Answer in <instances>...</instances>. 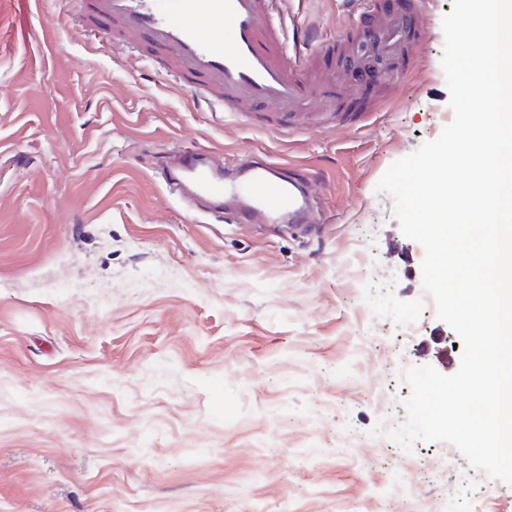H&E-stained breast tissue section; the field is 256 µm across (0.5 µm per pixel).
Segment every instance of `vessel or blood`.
<instances>
[{"label": "vessel or blood", "instance_id": "obj_1", "mask_svg": "<svg viewBox=\"0 0 512 512\" xmlns=\"http://www.w3.org/2000/svg\"><path fill=\"white\" fill-rule=\"evenodd\" d=\"M88 37L89 20L117 23L127 34L114 55L139 51L141 40L174 61L178 84H199L197 103L217 115L244 105L271 109L274 119L297 109L306 94L304 72L322 42L298 17H285L283 0H65ZM408 38V20H385L372 53L389 60ZM310 173L260 161L236 169L207 165L197 151H181L170 187L205 201L228 224L316 223L306 189Z\"/></svg>", "mask_w": 512, "mask_h": 512}]
</instances>
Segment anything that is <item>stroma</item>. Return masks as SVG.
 I'll use <instances>...</instances> for the list:
<instances>
[{
	"label": "stroma",
	"mask_w": 512,
	"mask_h": 512,
	"mask_svg": "<svg viewBox=\"0 0 512 512\" xmlns=\"http://www.w3.org/2000/svg\"><path fill=\"white\" fill-rule=\"evenodd\" d=\"M411 4L353 24L336 0H285L338 47L303 105L326 124L282 135L263 111L215 122L57 0H0V512H512V484L452 444L387 436L401 371L461 359L376 190L454 117L453 0ZM395 15L413 33L397 70L357 80L352 37ZM178 149L321 171L323 234L194 222L158 171Z\"/></svg>",
	"instance_id": "stroma-1"
}]
</instances>
